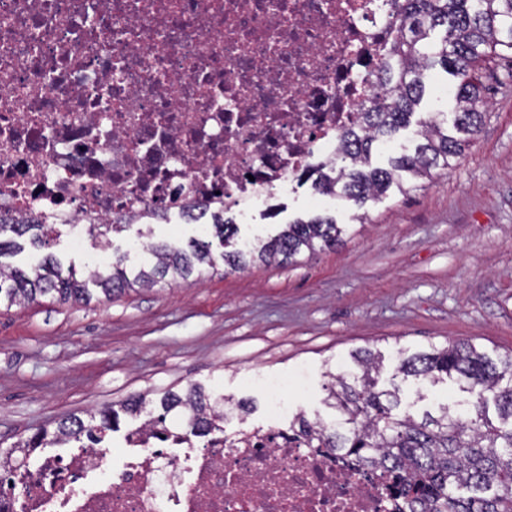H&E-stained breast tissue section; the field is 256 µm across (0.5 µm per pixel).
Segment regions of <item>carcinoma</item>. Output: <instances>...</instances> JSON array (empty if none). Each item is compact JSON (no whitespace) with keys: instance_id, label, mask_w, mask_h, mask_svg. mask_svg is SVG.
<instances>
[{"instance_id":"carcinoma-1","label":"carcinoma","mask_w":512,"mask_h":512,"mask_svg":"<svg viewBox=\"0 0 512 512\" xmlns=\"http://www.w3.org/2000/svg\"><path fill=\"white\" fill-rule=\"evenodd\" d=\"M399 35L377 75L378 91L364 107L363 125L341 139L336 162L319 172L314 189L352 203L369 221L368 207L395 189L409 192L411 180L425 179L446 169L463 155L482 123L486 87L480 70L491 60L506 64L512 77V0H402ZM441 30L439 37L434 36ZM436 67L457 82L453 118L421 123L413 151L390 158L389 167L372 164L373 145L392 139L410 124L425 95L426 72ZM58 224H0V257L21 251L24 244L45 247L59 236ZM128 224H90L88 237L102 251L112 247L111 235ZM236 225L218 217L210 233L222 245ZM346 228L329 216L287 224L279 234L244 249L214 254L211 243L194 240L188 248L166 243L145 247L148 260L132 262L118 255L105 271L89 274L63 267L52 253L36 267L0 262V304L35 303L50 296L61 303H84L94 295L105 300L129 289L152 288L163 281L191 284L205 274L237 271L254 262H292L303 253L333 249ZM356 371L331 375L327 402L341 422L330 429L319 421L296 415L289 427L303 431L308 443L336 448L378 473L399 499L395 512H433L440 503L449 512H512V354L494 360L470 342H449L400 360L406 378L436 384L458 382L466 397L418 420L400 415L399 387H378L379 355L364 349L353 355ZM224 395L191 387L171 390L159 401L145 395L105 406L87 423L70 417L43 426L27 439L0 451V461H16L47 445H63L83 434L99 442L119 427L120 415L165 425L174 410L189 413V433L197 436L224 420ZM495 417H490V411Z\"/></svg>"}]
</instances>
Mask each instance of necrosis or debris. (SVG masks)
<instances>
[{
    "mask_svg": "<svg viewBox=\"0 0 512 512\" xmlns=\"http://www.w3.org/2000/svg\"><path fill=\"white\" fill-rule=\"evenodd\" d=\"M394 0H0V219H248L358 127ZM125 436L0 466V512H393L382 482L281 426Z\"/></svg>",
    "mask_w": 512,
    "mask_h": 512,
    "instance_id": "necrosis-or-debris-1",
    "label": "necrosis or debris"
}]
</instances>
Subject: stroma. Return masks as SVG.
<instances>
[{"instance_id": "obj_1", "label": "stroma", "mask_w": 512, "mask_h": 512, "mask_svg": "<svg viewBox=\"0 0 512 512\" xmlns=\"http://www.w3.org/2000/svg\"><path fill=\"white\" fill-rule=\"evenodd\" d=\"M481 76L489 106L463 156L409 194L372 204L370 224L338 248L87 305L0 306V448L139 393L191 386L250 400L249 423L263 424L265 382L281 376L289 414L333 426L324 373L352 369L361 348L381 352L380 385L398 382L400 412L436 415L461 400L455 381L397 375L401 356L452 340L493 358L512 353V82L493 63ZM454 86L432 71L416 119L453 112ZM354 212L348 202L316 204L310 184L296 182L255 209L239 235H272L316 214L347 224ZM201 230L177 219L142 238L131 229L110 253L132 252L140 238L183 246ZM49 252L80 271L98 254L73 248L66 230L51 249L26 247L13 262L35 266Z\"/></svg>"}]
</instances>
